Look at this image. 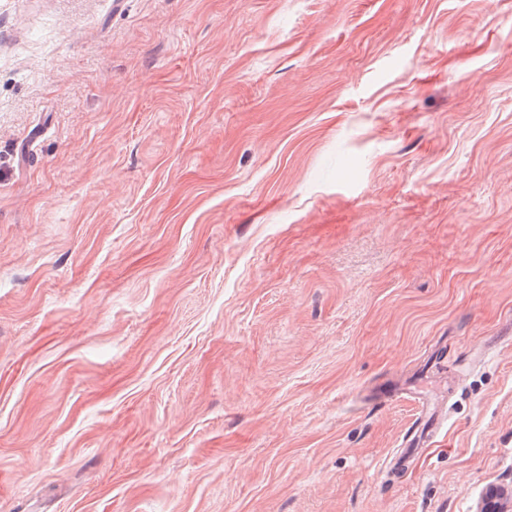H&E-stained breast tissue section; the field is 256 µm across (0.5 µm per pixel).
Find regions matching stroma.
<instances>
[{"instance_id": "stroma-1", "label": "stroma", "mask_w": 512, "mask_h": 512, "mask_svg": "<svg viewBox=\"0 0 512 512\" xmlns=\"http://www.w3.org/2000/svg\"><path fill=\"white\" fill-rule=\"evenodd\" d=\"M412 389L441 425L395 474ZM492 485L512 0H0V512Z\"/></svg>"}]
</instances>
